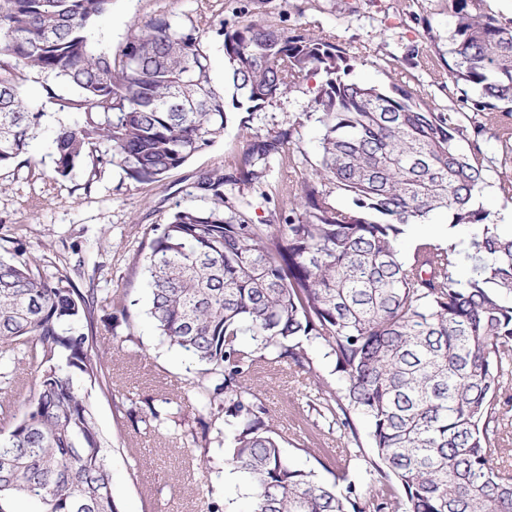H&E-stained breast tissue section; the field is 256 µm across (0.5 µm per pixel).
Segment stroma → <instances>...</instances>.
<instances>
[{"mask_svg": "<svg viewBox=\"0 0 512 512\" xmlns=\"http://www.w3.org/2000/svg\"><path fill=\"white\" fill-rule=\"evenodd\" d=\"M161 17L209 29L203 48L211 59V85L220 93L227 90L226 62L216 28L261 19L291 32L334 36L350 59V80L385 89L402 83L436 111H466L465 101L474 95L448 75L453 26L448 0H112L95 25V40L105 48L119 47L135 27ZM48 82L33 74L22 87L29 107L47 117L25 157L0 169V234L5 237L0 255L24 249L60 265L79 266L77 286L97 290L94 325L98 341L112 348L106 369L112 390L92 388L88 403L98 428L112 441L109 464L117 510L250 512L249 481L227 475L223 408L206 405L193 393L202 377L200 366L163 342L146 314L144 265L156 227L168 222L176 206L203 207V200L190 196L191 184L240 154L247 130L293 132L294 167L271 163L260 183L236 194L249 203L253 222L274 220L292 181L320 160V126L310 107L320 80L312 78L255 111H235L223 136L156 183L134 182L115 167L95 173L81 166L69 177L55 176L52 130L61 122L74 123L77 116L57 111L48 101ZM480 144L488 156L489 186L479 204L500 223L512 218V200L495 189L501 148L490 130ZM113 294L125 297L127 314L106 305ZM307 352L310 369L263 361L247 376V385L280 425L282 450L294 467L328 483L340 475L358 485L376 483L380 475L370 465L375 453L366 422L356 416L352 427H344L331 419L319 395L342 384L334 356L318 343L308 345ZM166 405L172 410L169 420L148 425L150 407ZM356 445L362 460L346 462V449Z\"/></svg>", "mask_w": 512, "mask_h": 512, "instance_id": "stroma-1", "label": "stroma"}]
</instances>
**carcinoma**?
<instances>
[{
	"mask_svg": "<svg viewBox=\"0 0 512 512\" xmlns=\"http://www.w3.org/2000/svg\"><path fill=\"white\" fill-rule=\"evenodd\" d=\"M448 75L475 89L474 118L436 112L406 90L347 81L349 58L326 36L250 20L223 27L231 104L247 112L322 75L313 110L318 167L292 185L288 216L254 224L228 189L286 159L293 131L247 133L243 152L193 184L205 208L176 207L150 243L148 316L159 336L204 366L196 392L224 402L232 428L225 464L249 477L251 512H512V474L496 470L512 408V228L475 199L486 186L478 139L497 128L512 154V19L483 0H448ZM112 0H0V168L27 151L43 112L22 97L28 75L60 112L80 115L51 138L55 175L85 163L120 168L138 183L163 180L224 134L226 98L210 86L200 29L165 18L132 30L112 51L92 30ZM465 236L417 242L411 224L435 212ZM468 264L469 276L459 268ZM94 289L68 267L17 249L0 258V378L25 411L0 434V512L21 499L41 512H116L111 444L84 394L102 383L106 350L90 334ZM251 333L254 344L242 341ZM335 356L344 395L326 410L366 419L387 480L325 483L292 466L280 434L245 377L257 362L309 363L299 338ZM34 365L32 383L17 374Z\"/></svg>",
	"mask_w": 512,
	"mask_h": 512,
	"instance_id": "carcinoma-1",
	"label": "carcinoma"
}]
</instances>
